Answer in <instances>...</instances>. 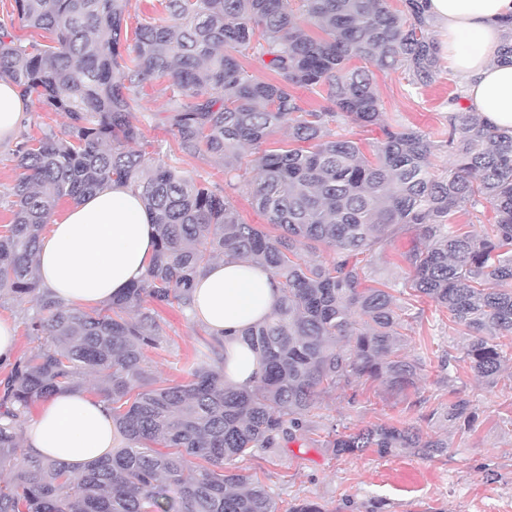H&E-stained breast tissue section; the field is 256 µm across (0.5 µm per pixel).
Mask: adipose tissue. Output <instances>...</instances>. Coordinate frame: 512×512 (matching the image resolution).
Instances as JSON below:
<instances>
[{
  "instance_id": "ef3b65f1",
  "label": "adipose tissue",
  "mask_w": 512,
  "mask_h": 512,
  "mask_svg": "<svg viewBox=\"0 0 512 512\" xmlns=\"http://www.w3.org/2000/svg\"><path fill=\"white\" fill-rule=\"evenodd\" d=\"M427 11L439 23L442 59L465 82L467 107L512 132V60L499 57L512 0H427ZM29 108L18 89L0 79V142L17 135ZM155 243L156 227L138 193L112 182L48 224L37 275L45 291L70 306L96 305L144 277ZM278 298L272 274L259 265L225 257L196 274L190 315L223 341L225 383L250 386L260 378V357L244 332L268 317ZM23 438L30 455L79 472L107 457L118 434L107 404L73 389L49 399Z\"/></svg>"
}]
</instances>
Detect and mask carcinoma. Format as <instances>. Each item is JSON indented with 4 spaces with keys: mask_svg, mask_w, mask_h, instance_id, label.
<instances>
[{
    "mask_svg": "<svg viewBox=\"0 0 512 512\" xmlns=\"http://www.w3.org/2000/svg\"><path fill=\"white\" fill-rule=\"evenodd\" d=\"M163 17L135 28L131 0H14L38 38L22 40L0 22V78L49 112L69 119L62 135L24 134L13 150L22 170L3 202L0 293L32 303L28 335L44 339L17 360L0 388V512H278L255 474L230 467L256 448L306 439L321 396L360 379L404 392L422 363L402 355L401 306L387 288L365 285L379 245L414 231L403 255L407 284L464 327L463 360L489 386L504 363L497 339L512 335V134L448 98L449 167L439 173L428 135L384 123L372 68H402L427 85L442 72L426 0H159ZM322 36L307 35L298 16ZM251 51L275 79L250 74ZM362 62L350 66V62ZM169 95L167 122L181 152L224 162V184L240 177L241 148L288 128L296 147L255 159L252 204L278 234L244 223L217 184L187 176L173 159L157 164L129 148L143 138L134 115L146 82ZM325 100L304 107L297 90ZM345 118L378 126L367 158L331 128ZM108 182L139 190L158 237L141 282L90 309L41 288L34 267L46 224L61 201ZM494 210L491 232L455 227L477 198ZM320 243L330 260H304ZM267 267L280 296L268 321L249 329L263 373L248 387L224 384V343L207 342L181 368V381L148 378L147 352L160 348L159 309H191V283L216 256ZM93 373L91 394L107 403L120 444L75 474L27 454L19 432L33 406ZM450 427L475 419L461 396L431 412ZM336 456L376 449L442 455L448 442L410 426L335 430Z\"/></svg>",
    "mask_w": 512,
    "mask_h": 512,
    "instance_id": "1",
    "label": "carcinoma"
}]
</instances>
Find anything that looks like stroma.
I'll return each instance as SVG.
<instances>
[{
	"instance_id": "obj_1",
	"label": "stroma",
	"mask_w": 512,
	"mask_h": 512,
	"mask_svg": "<svg viewBox=\"0 0 512 512\" xmlns=\"http://www.w3.org/2000/svg\"><path fill=\"white\" fill-rule=\"evenodd\" d=\"M374 79L384 120L419 128L435 141L447 126L449 97L464 92L463 79L448 70L427 86L411 84L400 69L375 71ZM165 108L159 86L145 84L136 112L143 131L139 149L155 160L178 156L180 168L193 179L223 182L222 163L202 153H181ZM418 243L412 232L383 242L371 268L372 283L401 288L408 273L403 255ZM160 325L164 343L150 352L146 370L151 378L172 384L180 379L177 361L193 357L208 335L175 307L163 309ZM402 332L409 339L407 353L424 359L414 388L397 392L378 381L355 383L324 396L310 419L320 430L412 424L447 439V452L431 459L408 451L382 456L371 449L337 456L317 444L290 442L272 453L237 459L238 467L257 473L271 488L281 512L303 500L320 503L328 512H512V378L490 386L462 367L456 379H449L441 357L461 356L462 333L446 310L428 300L412 306ZM454 389L476 411L472 429L447 428L429 417L447 404Z\"/></svg>"
}]
</instances>
